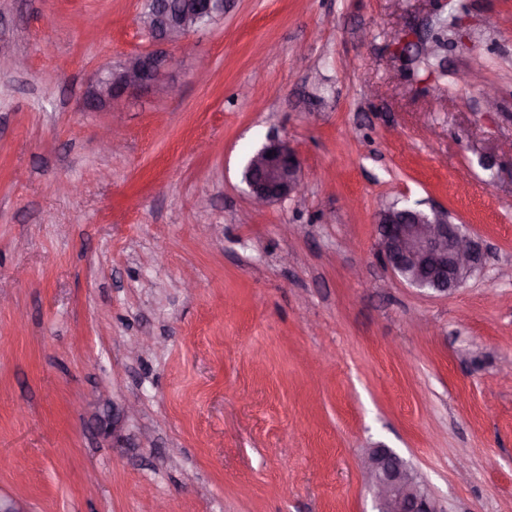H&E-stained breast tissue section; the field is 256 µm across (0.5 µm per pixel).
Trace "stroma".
<instances>
[{"label": "stroma", "instance_id": "obj_1", "mask_svg": "<svg viewBox=\"0 0 512 512\" xmlns=\"http://www.w3.org/2000/svg\"><path fill=\"white\" fill-rule=\"evenodd\" d=\"M142 6L0 0V501L372 512L360 462L384 446L443 512H512V0H224L169 50L178 97L85 109L151 49ZM400 30L445 39L428 79ZM270 136L305 189L253 212ZM395 201L482 245L454 294L380 261Z\"/></svg>", "mask_w": 512, "mask_h": 512}]
</instances>
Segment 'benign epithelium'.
Wrapping results in <instances>:
<instances>
[{"label": "benign epithelium", "instance_id": "benign-epithelium-1", "mask_svg": "<svg viewBox=\"0 0 512 512\" xmlns=\"http://www.w3.org/2000/svg\"><path fill=\"white\" fill-rule=\"evenodd\" d=\"M205 15H224V0H182L176 7L158 0L140 20L158 49L132 54L100 73L87 90L88 107L118 112L140 93L177 94V86L165 82L172 59L161 47L184 44L202 28ZM244 183L256 208L297 196L303 190L300 159L288 142L270 138L249 157ZM376 224L378 254L392 275L424 293L451 294L483 265L484 255L467 225L455 223L445 209L392 204L379 211ZM361 466L375 512H441L417 471L391 449H369Z\"/></svg>", "mask_w": 512, "mask_h": 512}]
</instances>
